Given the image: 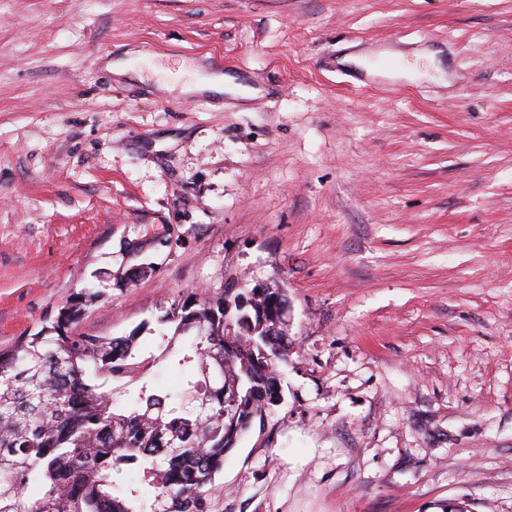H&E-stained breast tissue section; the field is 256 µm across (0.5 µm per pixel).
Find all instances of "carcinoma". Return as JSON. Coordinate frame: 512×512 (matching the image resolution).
Instances as JSON below:
<instances>
[{"label": "carcinoma", "mask_w": 512, "mask_h": 512, "mask_svg": "<svg viewBox=\"0 0 512 512\" xmlns=\"http://www.w3.org/2000/svg\"><path fill=\"white\" fill-rule=\"evenodd\" d=\"M102 291L86 289L51 325L0 349V512H208L224 456L264 405L280 400L277 367L288 362L282 328L286 298L268 288L265 320H244L243 292L195 295L161 317L186 372L182 392L142 386L136 408L117 413L113 380L140 368L139 336L77 332L84 307ZM141 475L129 496L114 478Z\"/></svg>", "instance_id": "carcinoma-1"}]
</instances>
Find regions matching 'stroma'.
Returning a JSON list of instances; mask_svg holds the SVG:
<instances>
[{
    "instance_id": "obj_1",
    "label": "stroma",
    "mask_w": 512,
    "mask_h": 512,
    "mask_svg": "<svg viewBox=\"0 0 512 512\" xmlns=\"http://www.w3.org/2000/svg\"><path fill=\"white\" fill-rule=\"evenodd\" d=\"M233 280L289 356L209 512H512V0H0V347L93 285L116 407L177 393L157 319ZM220 69L221 66L218 65L209 75L185 85L182 89V93L185 95H195L207 92L217 95L224 94L225 78Z\"/></svg>"
}]
</instances>
